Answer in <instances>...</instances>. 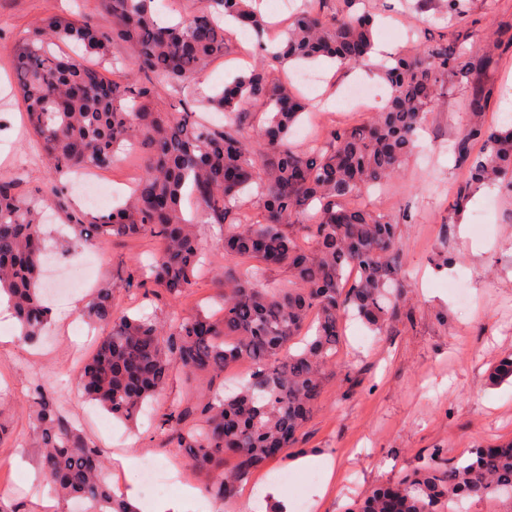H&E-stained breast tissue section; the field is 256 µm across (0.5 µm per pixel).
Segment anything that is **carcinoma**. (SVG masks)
<instances>
[{
  "instance_id": "carcinoma-1",
  "label": "carcinoma",
  "mask_w": 512,
  "mask_h": 512,
  "mask_svg": "<svg viewBox=\"0 0 512 512\" xmlns=\"http://www.w3.org/2000/svg\"><path fill=\"white\" fill-rule=\"evenodd\" d=\"M112 25L55 15L36 21L12 47L13 79L24 99L27 125L39 138L56 177L93 166H112L130 144L145 155L132 197L110 211L74 209L62 188L52 189L71 236L66 252L116 238L150 235L161 243L147 267L134 274L140 288L178 297L192 287L199 264L197 225L182 212L190 189L203 223L224 228V252L246 266L225 284L221 312L199 313L170 327L117 312L112 285L97 288L80 310L102 336L81 367L84 393L112 416L133 421L173 371L216 377L240 361L253 366L236 392L203 397L199 405L174 408L162 425L172 432L191 466L210 477L206 491L227 501L237 487L299 434L317 401L329 359L342 341L347 313L383 333L397 313L401 267L400 218L350 206L348 199L381 187L416 148L427 109L439 87L472 82L477 61L445 35L420 55L397 56L380 68L390 93L367 124L334 128L326 145L308 151L289 141L307 111L294 89L270 73L287 62L326 58L366 65L373 50V17L357 9L364 0H341L327 17L309 8L288 24L276 51L224 87L208 105L224 112V125L200 119L192 82L224 57L223 20L250 28L266 47L269 22L255 0H200L181 21L160 18L158 0H99ZM462 24L463 0H431ZM75 42L84 54L66 56L54 46ZM123 43L137 77L107 80L94 56L111 59ZM178 87L174 111L154 107V79ZM489 94L475 93V115L455 142L456 163L466 171L455 211L482 186L512 193V126L490 128L476 115ZM267 110L254 125L247 105ZM479 143L478 152L472 144ZM257 193L263 222L243 225L239 199ZM42 200L0 177V292L21 327L20 340L38 342L51 311L40 294L45 234ZM271 266L288 268L286 284L256 287ZM494 383L512 381V355L493 367ZM34 428L42 465L53 490L89 504L87 512H132L106 478L101 450L92 445L52 402L41 399ZM234 459L223 471L224 456ZM512 500V442L470 449L448 462L433 449L416 468L353 502L346 512H454L469 499Z\"/></svg>"
}]
</instances>
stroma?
Segmentation results:
<instances>
[{
    "mask_svg": "<svg viewBox=\"0 0 512 512\" xmlns=\"http://www.w3.org/2000/svg\"><path fill=\"white\" fill-rule=\"evenodd\" d=\"M365 5L378 18L376 41L397 53L415 52L450 30L447 17L422 0H365ZM466 10L467 21L458 29L466 51L477 56L488 40L501 43L494 64L478 74L479 85L490 92L484 120L501 126L512 116V0H468ZM62 14L108 22L97 0H0V96L7 98L0 104V175L13 178L26 193L48 190L52 169L24 123L23 100L11 86L10 48L37 19ZM239 32L230 28L223 58L204 73L210 92L232 82L240 67L261 61L255 41L241 42ZM300 69L316 78L301 94L316 106L320 119H302L293 129L290 139L296 146L323 144L328 130L368 122L385 103L388 88L369 67L338 70L319 61L286 66L279 76L285 79ZM357 83L381 93L369 108L343 103L347 88ZM471 93V86L448 84L429 107L415 154L385 187L360 196V204L373 210L411 212L399 240L405 278L398 315L379 335L348 320L345 340L325 368L320 396L287 457L257 470L237 497L223 504L206 493L208 476L188 465L159 425L172 405L194 403L202 392H223L224 378L176 373L150 414L133 424L113 420L87 400L75 375L95 348L96 330L79 317L91 289L111 283L119 309L166 326L175 318L216 310L225 271L242 265L224 252L223 229L205 224L199 241L203 266L192 288L176 298L147 294L117 273L136 270L159 249L158 240L115 239L72 254V261L88 266V286L53 303L54 316L40 345L20 342L16 321L0 324V512H40L39 502L51 492L32 424L41 389L95 445L151 459L166 474L171 485L161 495L142 486L137 472L121 476L123 488L137 489L142 500L162 512H252L249 501L272 486L275 472L287 470L295 476L285 485L289 504L302 498L314 512H345L380 483L419 465L433 449H446L454 460L476 445L511 441L512 383L491 384L489 373L512 353V198L489 186L475 192L463 211L453 209L464 171L448 147L470 119ZM144 164V156L130 153L104 172L108 200L101 210L129 196ZM484 208L487 223H474L473 213ZM463 226L469 233L465 239L459 235ZM475 241L480 244L476 251L471 248ZM460 284L469 292L465 305L455 293ZM310 454L332 460V478L317 466L292 470L293 458ZM184 485L196 489L195 499L181 498Z\"/></svg>",
    "mask_w": 512,
    "mask_h": 512,
    "instance_id": "35a3bbf8",
    "label": "stroma"
}]
</instances>
